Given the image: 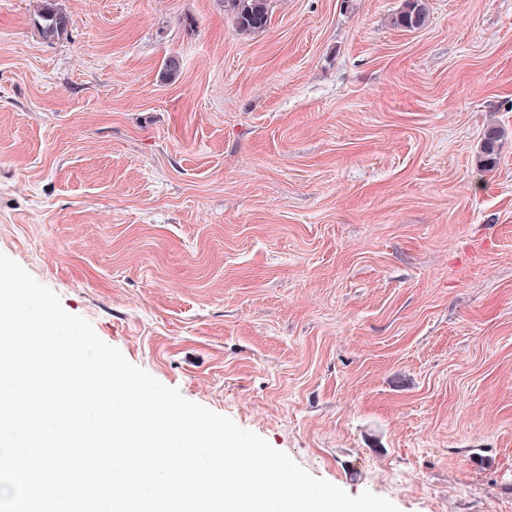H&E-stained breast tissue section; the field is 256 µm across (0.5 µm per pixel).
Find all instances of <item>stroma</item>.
Returning a JSON list of instances; mask_svg holds the SVG:
<instances>
[{
  "mask_svg": "<svg viewBox=\"0 0 512 512\" xmlns=\"http://www.w3.org/2000/svg\"><path fill=\"white\" fill-rule=\"evenodd\" d=\"M60 2L0 0V253L348 494L512 512V0ZM42 2L38 25L44 39L52 40L67 30L69 17L57 6V0H40ZM226 13L233 21L238 35L249 36L264 30L270 23L271 0H222ZM426 0H404L402 9L391 18L395 28L412 31L422 28L428 19ZM505 130L497 125H490L484 132L480 151L477 156V166L489 168L495 164L498 142L504 137Z\"/></svg>",
  "mask_w": 512,
  "mask_h": 512,
  "instance_id": "1",
  "label": "stroma"
}]
</instances>
